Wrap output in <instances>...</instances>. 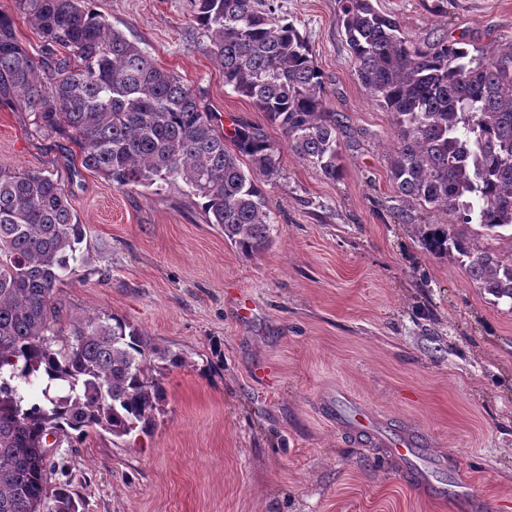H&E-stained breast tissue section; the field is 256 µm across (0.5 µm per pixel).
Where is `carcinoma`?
<instances>
[{
	"label": "carcinoma",
	"mask_w": 512,
	"mask_h": 512,
	"mask_svg": "<svg viewBox=\"0 0 512 512\" xmlns=\"http://www.w3.org/2000/svg\"><path fill=\"white\" fill-rule=\"evenodd\" d=\"M45 55L35 59L0 15V101L63 133L81 164L120 188L185 182L208 220L246 256L270 242L260 187L278 148L258 125L226 132L175 73L159 66L88 0H15ZM337 25L360 84L395 127L396 192L486 236L512 228V36L485 55L440 39L419 47L373 0H339ZM188 36L224 85L278 125L288 147L332 181L342 177L344 116L326 105L323 76L295 23L274 0H191ZM252 168L244 171L242 158ZM85 225L53 175L0 169V512H81L71 485L51 484L47 439L60 446L102 429L148 433L164 412L163 376L181 350L108 310L64 322L60 286L88 262ZM424 248L469 259L472 280L512 300L505 263L474 239L434 224Z\"/></svg>",
	"instance_id": "obj_1"
}]
</instances>
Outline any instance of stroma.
<instances>
[{"label": "stroma", "mask_w": 512, "mask_h": 512, "mask_svg": "<svg viewBox=\"0 0 512 512\" xmlns=\"http://www.w3.org/2000/svg\"><path fill=\"white\" fill-rule=\"evenodd\" d=\"M416 43L491 51L512 36V0H374ZM323 74L351 145L340 180L289 150L279 127L225 87L186 33L190 0H90L177 73L219 130L261 126L280 149L261 188L270 244L239 253L181 181L120 188L80 163L66 135L0 103V168L60 180L90 262L62 287L65 318L118 314L187 366L167 373L148 434L90 433L62 445L84 512H512V300L456 256L426 251L447 213L408 204L390 179L392 117L354 72L338 0H275ZM351 395L383 428L412 432L448 496L437 500L368 434L329 409Z\"/></svg>", "instance_id": "35a3bbf8"}]
</instances>
